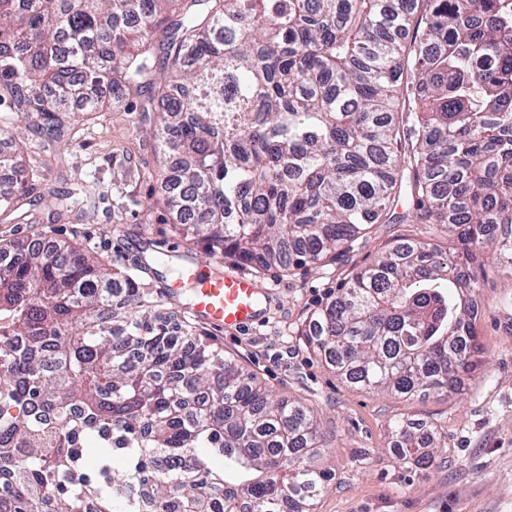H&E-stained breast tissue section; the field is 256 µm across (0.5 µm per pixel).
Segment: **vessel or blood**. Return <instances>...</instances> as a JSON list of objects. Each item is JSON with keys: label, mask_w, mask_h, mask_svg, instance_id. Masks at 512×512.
<instances>
[{"label": "vessel or blood", "mask_w": 512, "mask_h": 512, "mask_svg": "<svg viewBox=\"0 0 512 512\" xmlns=\"http://www.w3.org/2000/svg\"><path fill=\"white\" fill-rule=\"evenodd\" d=\"M184 276L194 290V316L230 331L259 323L266 292L255 280L234 271L206 274L197 263L185 266Z\"/></svg>", "instance_id": "obj_1"}]
</instances>
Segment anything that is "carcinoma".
<instances>
[{
	"label": "carcinoma",
	"instance_id": "carcinoma-1",
	"mask_svg": "<svg viewBox=\"0 0 512 512\" xmlns=\"http://www.w3.org/2000/svg\"><path fill=\"white\" fill-rule=\"evenodd\" d=\"M102 87L85 111L160 102L173 228L212 258L289 270L370 224L448 231L452 248L401 239L357 269L305 336L357 388L472 370L463 289L490 249L512 269V0H0V127L35 114L46 146L34 169L0 153V212L27 218L67 107ZM405 171L413 220L390 213ZM395 432L427 468L433 440ZM92 445L109 453L90 467ZM326 448L313 409L162 320L136 274L0 243V512H141V486L173 512H314Z\"/></svg>",
	"mask_w": 512,
	"mask_h": 512
}]
</instances>
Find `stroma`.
<instances>
[{
  "label": "stroma",
  "instance_id": "1",
  "mask_svg": "<svg viewBox=\"0 0 512 512\" xmlns=\"http://www.w3.org/2000/svg\"><path fill=\"white\" fill-rule=\"evenodd\" d=\"M127 95L85 114L56 145V161L24 195L30 221L0 219V240L25 248L42 237L94 248L113 268L136 270L143 288L192 335L206 339L270 391L313 408L332 442L333 478L315 512H512V270L485 255L473 296L475 368L459 390L403 398L348 386L303 334L352 271L396 240H437L432 224H375L335 258L254 272L266 290L260 325L224 331L195 318L192 292L171 290L169 263L206 262L202 246L176 235L162 199L164 174L154 117ZM73 197L59 208L55 195ZM408 420L437 438L430 468L402 464L393 426Z\"/></svg>",
  "mask_w": 512,
  "mask_h": 512
}]
</instances>
